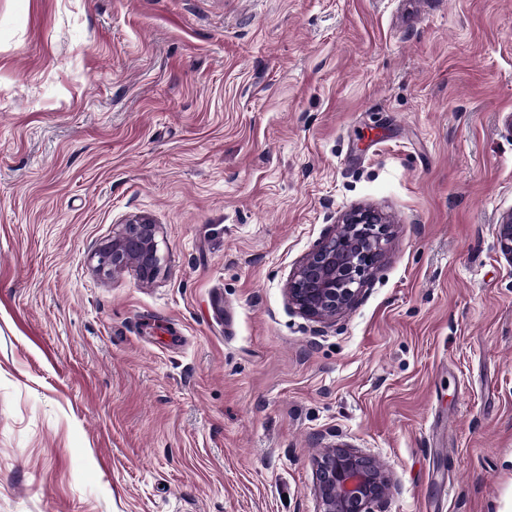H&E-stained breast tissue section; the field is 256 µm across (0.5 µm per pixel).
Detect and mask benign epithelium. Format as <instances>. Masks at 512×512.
I'll return each mask as SVG.
<instances>
[{
	"mask_svg": "<svg viewBox=\"0 0 512 512\" xmlns=\"http://www.w3.org/2000/svg\"><path fill=\"white\" fill-rule=\"evenodd\" d=\"M158 225L136 216L98 252L96 271L113 274L136 258L142 281L157 274L161 257L156 240ZM391 225L370 208L356 209L298 265L288 280V304L315 320L334 318L360 299L374 267L386 253ZM497 245L512 261V210L497 225ZM392 478L374 457L348 445L326 449L316 461L314 494L318 512H380Z\"/></svg>",
	"mask_w": 512,
	"mask_h": 512,
	"instance_id": "7a95c632",
	"label": "benign epithelium"
}]
</instances>
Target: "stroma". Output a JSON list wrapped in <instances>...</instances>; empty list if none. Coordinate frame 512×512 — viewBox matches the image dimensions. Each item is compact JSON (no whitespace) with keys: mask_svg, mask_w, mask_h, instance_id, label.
Here are the masks:
<instances>
[{"mask_svg":"<svg viewBox=\"0 0 512 512\" xmlns=\"http://www.w3.org/2000/svg\"><path fill=\"white\" fill-rule=\"evenodd\" d=\"M392 236L331 323L289 277ZM512 0H0V512H512ZM137 215L160 270L105 277ZM298 265L288 280V304L315 320L336 318L360 299L385 256L391 225L370 208L356 209ZM314 494L318 512H383L392 478L374 457L358 448L335 445L316 461Z\"/></svg>","mask_w":512,"mask_h":512,"instance_id":"35a3bbf8","label":"stroma"}]
</instances>
